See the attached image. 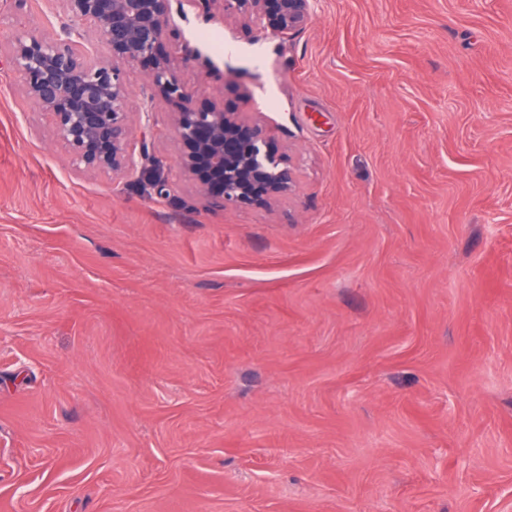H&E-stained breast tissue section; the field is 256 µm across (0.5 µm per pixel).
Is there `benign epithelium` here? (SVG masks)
I'll return each mask as SVG.
<instances>
[{
	"mask_svg": "<svg viewBox=\"0 0 512 512\" xmlns=\"http://www.w3.org/2000/svg\"><path fill=\"white\" fill-rule=\"evenodd\" d=\"M73 25L64 36L17 35L4 56L22 80L29 100L51 117L56 138L75 167L118 176L136 167L127 111L130 69L145 60L153 93L171 104V129L182 148L179 165L214 208L269 209L298 188L290 160L269 135L259 112L226 108L216 94L204 107L175 64L159 54L165 40L179 41L172 4H188L208 18L215 11L245 23L267 24L279 35L302 30L312 0H62ZM101 36L110 58L100 60L86 46L89 33Z\"/></svg>",
	"mask_w": 512,
	"mask_h": 512,
	"instance_id": "7a95c632",
	"label": "benign epithelium"
}]
</instances>
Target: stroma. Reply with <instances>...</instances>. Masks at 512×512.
<instances>
[{
	"mask_svg": "<svg viewBox=\"0 0 512 512\" xmlns=\"http://www.w3.org/2000/svg\"><path fill=\"white\" fill-rule=\"evenodd\" d=\"M173 22L298 192L207 207L144 64L169 197L77 172L0 59V512H512V0ZM70 23L32 0L0 48Z\"/></svg>",
	"mask_w": 512,
	"mask_h": 512,
	"instance_id": "35a3bbf8",
	"label": "stroma"
}]
</instances>
